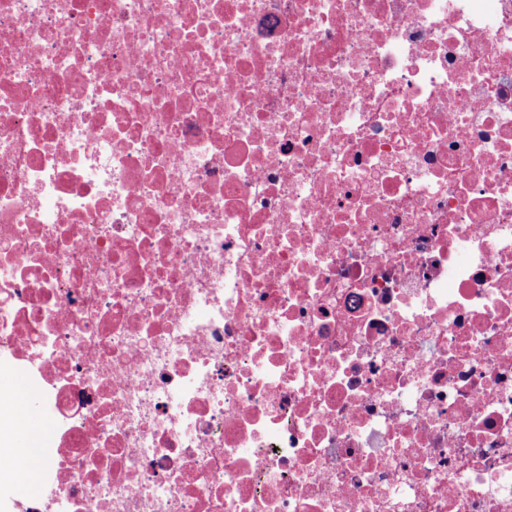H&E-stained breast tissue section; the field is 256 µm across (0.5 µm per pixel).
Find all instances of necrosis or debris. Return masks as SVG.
Instances as JSON below:
<instances>
[{
    "label": "necrosis or debris",
    "mask_w": 512,
    "mask_h": 512,
    "mask_svg": "<svg viewBox=\"0 0 512 512\" xmlns=\"http://www.w3.org/2000/svg\"><path fill=\"white\" fill-rule=\"evenodd\" d=\"M0 512H512V0H0ZM29 413L30 419L25 421L26 429L17 435V440L20 441L27 432L24 443L15 448L14 442L13 447L9 448L10 465L0 469V483L19 484L21 493L26 497L34 496L37 491V476L45 463L42 443L48 434L37 397L32 400ZM29 424L34 425L42 435L38 431H27Z\"/></svg>",
    "instance_id": "obj_1"
}]
</instances>
